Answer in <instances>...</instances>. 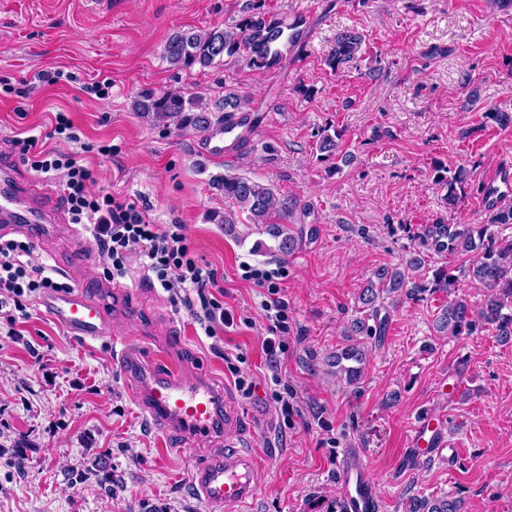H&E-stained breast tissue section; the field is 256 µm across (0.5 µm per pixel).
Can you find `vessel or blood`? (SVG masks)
Masks as SVG:
<instances>
[{
  "label": "vessel or blood",
  "mask_w": 512,
  "mask_h": 512,
  "mask_svg": "<svg viewBox=\"0 0 512 512\" xmlns=\"http://www.w3.org/2000/svg\"><path fill=\"white\" fill-rule=\"evenodd\" d=\"M258 131L256 117L238 112L227 124L208 130L201 139V149L209 157L229 156L250 142ZM483 183L489 194L481 198V205H500L512 200V162L506 160L487 170ZM56 214L54 199L46 188L36 182H16L10 167L0 162V234L28 233L33 225L53 223ZM40 305L69 335L96 341L110 333L103 307L85 289L47 292ZM147 360L137 348L123 346L124 372L138 381L135 400L161 425L165 435L184 442L197 437L223 438V451L214 453L207 463L196 468L193 478L207 505L238 512L239 506L256 495L262 470L252 451L237 445L240 429L234 405L223 402L220 389L208 375L187 378L179 362L162 351L155 352L151 359L157 366L156 374L141 379ZM408 445L410 453L432 459L457 451L443 427L426 418L413 428ZM337 478L340 496L336 512H379L380 500L362 449L345 451L338 462Z\"/></svg>",
  "instance_id": "vessel-or-blood-1"
}]
</instances>
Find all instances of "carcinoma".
<instances>
[{
	"label": "carcinoma",
	"instance_id": "1",
	"mask_svg": "<svg viewBox=\"0 0 512 512\" xmlns=\"http://www.w3.org/2000/svg\"><path fill=\"white\" fill-rule=\"evenodd\" d=\"M308 33L302 18L290 20L254 4L230 24L174 32L166 43L165 54L171 66L183 70L216 67L230 59L242 61L252 69L271 71L286 66L288 52L303 44ZM362 44L358 32L337 33L334 47L326 58L327 67L334 72L342 70L361 52ZM132 108L179 130L205 132L235 112L249 111V100L230 92L211 109L199 97L181 91L145 92L134 100ZM468 178V171L462 166L454 170L442 165L433 167V182L444 191L443 201L450 209L456 208L471 191L486 192L485 186L471 184ZM211 184L224 193V198L248 213L252 223L265 226L266 232L277 240L278 252L286 256L294 252L296 237L284 224L292 211L288 199L278 197L267 184L246 177L220 176L212 179ZM505 228L512 229V207L493 210L486 224H429L413 233L421 246L438 254L467 257L468 265L463 267V273L487 289L480 308L474 310L466 299L456 296L458 278L446 266L435 269L427 284L407 287L408 272L419 270L424 263V257L417 252L404 270L384 267L374 273V279L359 295V302L376 326L360 320L354 325L355 334L381 338L384 319L380 318L381 307L376 305L380 295L403 293L412 299L420 293L441 291L451 296V300L436 318L437 332L448 336L470 335L490 325L501 340H512V235L502 234ZM335 364L344 380L355 384L364 371L363 353L348 346L336 354ZM409 512H461V503L449 498L416 499L411 501Z\"/></svg>",
	"mask_w": 512,
	"mask_h": 512
}]
</instances>
